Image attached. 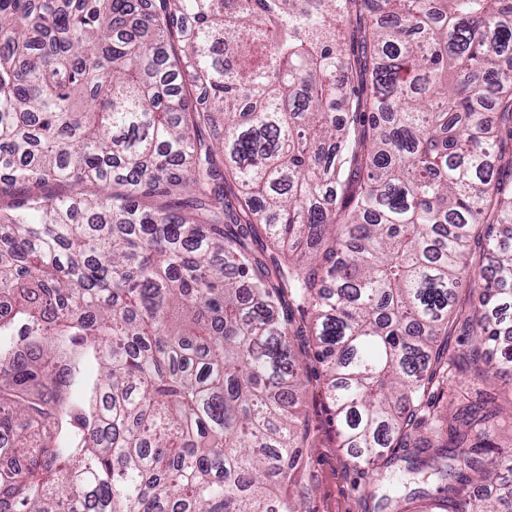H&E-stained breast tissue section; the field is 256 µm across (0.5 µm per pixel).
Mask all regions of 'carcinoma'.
I'll return each mask as SVG.
<instances>
[{
	"mask_svg": "<svg viewBox=\"0 0 512 512\" xmlns=\"http://www.w3.org/2000/svg\"><path fill=\"white\" fill-rule=\"evenodd\" d=\"M511 149L512 0H0V512H300V338L374 512H512ZM499 404L502 406L504 410L503 419L500 420L502 430L498 432L493 440L495 444L499 447L503 448H512V437L510 440V436H512V431H510V426H512V419L510 420V410H512V390H502L499 392Z\"/></svg>",
	"mask_w": 512,
	"mask_h": 512,
	"instance_id": "1",
	"label": "carcinoma"
}]
</instances>
